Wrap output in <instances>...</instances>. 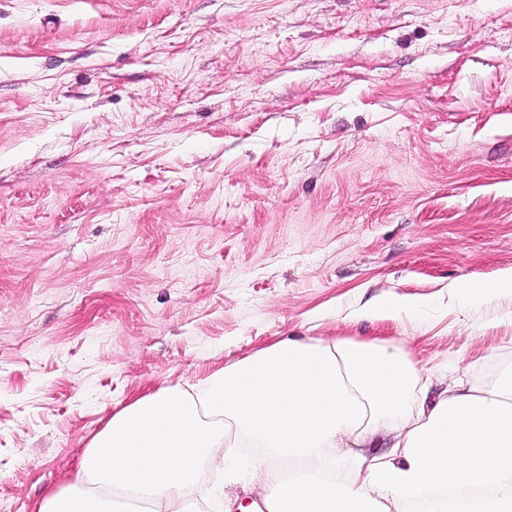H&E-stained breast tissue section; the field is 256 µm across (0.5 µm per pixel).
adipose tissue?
Returning a JSON list of instances; mask_svg holds the SVG:
<instances>
[{
    "mask_svg": "<svg viewBox=\"0 0 512 512\" xmlns=\"http://www.w3.org/2000/svg\"><path fill=\"white\" fill-rule=\"evenodd\" d=\"M463 307L512 297V271L454 290ZM431 369L395 340L288 336L198 383L116 409L74 480L35 512H186L204 467L225 488L268 483L266 512H512V365L480 387Z\"/></svg>",
    "mask_w": 512,
    "mask_h": 512,
    "instance_id": "obj_1",
    "label": "adipose tissue"
}]
</instances>
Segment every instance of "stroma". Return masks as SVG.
I'll list each match as a JSON object with an SVG mask.
<instances>
[{
	"label": "stroma",
	"instance_id": "35a3bbf8",
	"mask_svg": "<svg viewBox=\"0 0 512 512\" xmlns=\"http://www.w3.org/2000/svg\"><path fill=\"white\" fill-rule=\"evenodd\" d=\"M508 270L512 0H0V512L283 336L488 383ZM455 295L461 300L463 309L501 296L512 297V271L501 273L489 282H464L454 288ZM406 308L405 304L394 300L380 299L370 303L363 310V314L372 318H392Z\"/></svg>",
	"mask_w": 512,
	"mask_h": 512
}]
</instances>
